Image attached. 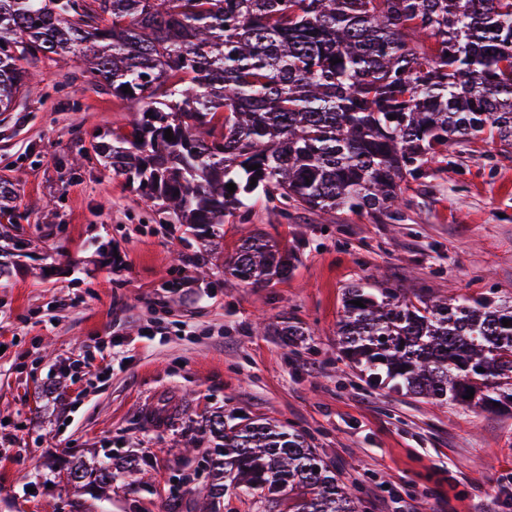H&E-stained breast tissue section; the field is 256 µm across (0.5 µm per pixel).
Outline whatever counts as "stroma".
<instances>
[{"mask_svg":"<svg viewBox=\"0 0 512 512\" xmlns=\"http://www.w3.org/2000/svg\"><path fill=\"white\" fill-rule=\"evenodd\" d=\"M35 69L40 92L0 112V177L26 216L0 228V512H197L217 413L301 434L364 512H512V414L370 387L336 336L355 284L512 301V152L453 142L395 221L259 200L211 246L92 155L134 109L72 56ZM251 233L291 253L287 278L225 273ZM108 455L143 464L103 495L65 479L72 457Z\"/></svg>","mask_w":512,"mask_h":512,"instance_id":"stroma-1","label":"stroma"}]
</instances>
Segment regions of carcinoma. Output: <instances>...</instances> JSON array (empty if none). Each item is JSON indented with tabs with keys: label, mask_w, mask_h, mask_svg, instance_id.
<instances>
[{
	"label": "carcinoma",
	"mask_w": 512,
	"mask_h": 512,
	"mask_svg": "<svg viewBox=\"0 0 512 512\" xmlns=\"http://www.w3.org/2000/svg\"><path fill=\"white\" fill-rule=\"evenodd\" d=\"M48 54L74 55L136 108L129 131L96 135L94 153L198 236H220L224 215L260 196L284 217L300 205L393 219L402 184L453 141L486 132L512 149V0H0V112L34 87L21 62ZM14 199L1 178L10 224ZM226 268L255 284L288 277L291 257L250 236ZM337 336L372 386L512 413L509 302H414L358 284ZM206 427L215 448L201 512H220L227 486L272 502L292 494V512H364L288 426L217 414ZM121 469L77 462L66 473L105 491Z\"/></svg>",
	"instance_id": "carcinoma-1"
}]
</instances>
